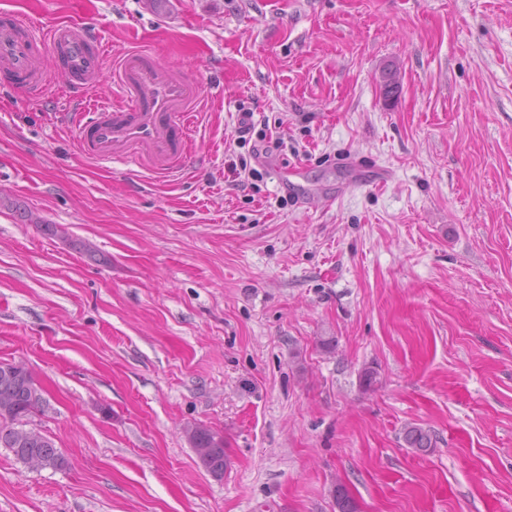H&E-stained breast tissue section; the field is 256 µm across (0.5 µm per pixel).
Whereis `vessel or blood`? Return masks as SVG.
Returning a JSON list of instances; mask_svg holds the SVG:
<instances>
[{
    "instance_id": "vessel-or-blood-1",
    "label": "vessel or blood",
    "mask_w": 512,
    "mask_h": 512,
    "mask_svg": "<svg viewBox=\"0 0 512 512\" xmlns=\"http://www.w3.org/2000/svg\"><path fill=\"white\" fill-rule=\"evenodd\" d=\"M47 54L68 77L66 89L77 102L71 118L87 159H121L163 174L185 165L199 100L193 79L173 76L146 54L128 52L119 59L113 97L90 100L100 81L104 49L89 24L39 29L13 12L0 11V85L33 100L43 98L50 89L42 62Z\"/></svg>"
}]
</instances>
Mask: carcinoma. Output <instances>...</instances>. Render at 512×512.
Returning <instances> with one entry per match:
<instances>
[{"instance_id":"obj_1","label":"carcinoma","mask_w":512,"mask_h":512,"mask_svg":"<svg viewBox=\"0 0 512 512\" xmlns=\"http://www.w3.org/2000/svg\"><path fill=\"white\" fill-rule=\"evenodd\" d=\"M39 392L33 377L19 383L3 385L0 383V441H4L18 462H23L29 454L36 453L45 459L46 467L61 470L66 458L56 448L54 441L43 436L36 428L16 429L15 424L28 418L37 411H44L42 403L35 394ZM404 442L407 447L426 452L435 447L436 440L432 432L420 425H409L404 430ZM189 442L194 448H209V459L203 462L206 469L216 477L224 474L226 454L224 437L204 425L191 428ZM336 506L339 512H359L358 504L342 486L336 488Z\"/></svg>"}]
</instances>
